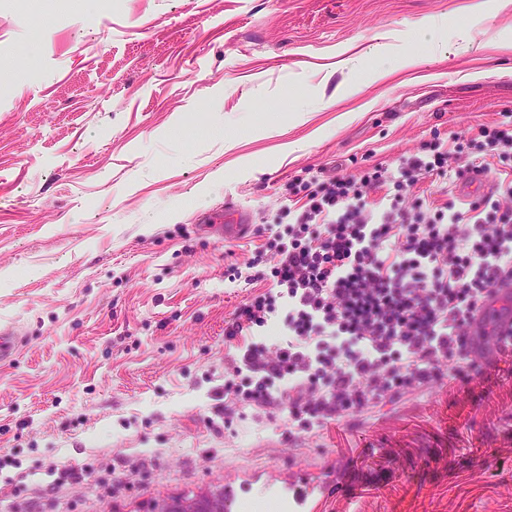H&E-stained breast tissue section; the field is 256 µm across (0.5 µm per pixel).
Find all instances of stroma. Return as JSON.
<instances>
[{
    "instance_id": "obj_1",
    "label": "stroma",
    "mask_w": 512,
    "mask_h": 512,
    "mask_svg": "<svg viewBox=\"0 0 512 512\" xmlns=\"http://www.w3.org/2000/svg\"><path fill=\"white\" fill-rule=\"evenodd\" d=\"M0 0V512L315 487L288 512H512V377L304 429L224 394L289 183L512 125V0ZM453 174L404 206L466 207ZM249 213L250 232L206 231ZM473 448H491L486 465ZM74 468L80 481H64Z\"/></svg>"
}]
</instances>
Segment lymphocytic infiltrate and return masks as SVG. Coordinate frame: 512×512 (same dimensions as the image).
I'll use <instances>...</instances> for the list:
<instances>
[{
    "label": "lymphocytic infiltrate",
    "instance_id": "f902f5d3",
    "mask_svg": "<svg viewBox=\"0 0 512 512\" xmlns=\"http://www.w3.org/2000/svg\"><path fill=\"white\" fill-rule=\"evenodd\" d=\"M449 154L439 142L404 159L397 172L374 168L360 177L315 180L292 220L265 243L272 286L234 311L226 342L224 392L260 409L287 407L304 427L340 422L374 402L449 380H491L512 351L495 360L473 344L512 337L501 331L494 290L512 283V177L488 164L469 172L492 178L469 211L454 204L428 213L392 202L370 208L368 190L403 192L445 176ZM280 315L286 346L269 351L255 329Z\"/></svg>",
    "mask_w": 512,
    "mask_h": 512
}]
</instances>
